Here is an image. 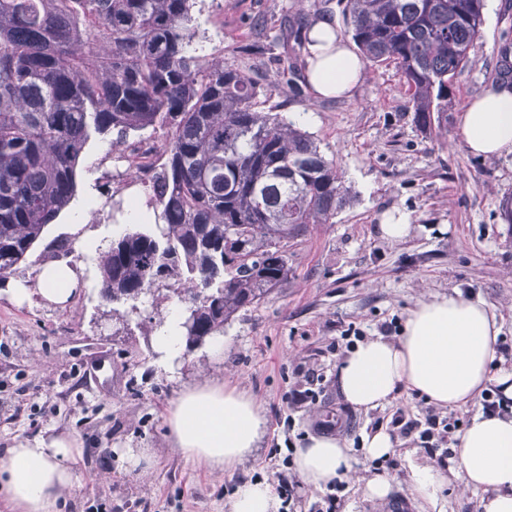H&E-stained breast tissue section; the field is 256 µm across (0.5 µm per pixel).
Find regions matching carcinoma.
<instances>
[{"label":"carcinoma","instance_id":"obj_1","mask_svg":"<svg viewBox=\"0 0 512 512\" xmlns=\"http://www.w3.org/2000/svg\"><path fill=\"white\" fill-rule=\"evenodd\" d=\"M366 60L393 64L422 132L448 130L484 0H340ZM195 0H0V278L69 206L89 138L167 129L162 223L101 253V298L184 304L187 351L288 278V247L349 201L316 139L255 110L256 83L188 54Z\"/></svg>","mask_w":512,"mask_h":512}]
</instances>
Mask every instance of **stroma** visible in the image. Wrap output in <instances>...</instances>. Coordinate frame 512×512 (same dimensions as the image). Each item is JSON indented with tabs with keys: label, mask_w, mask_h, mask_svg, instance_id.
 I'll list each match as a JSON object with an SVG mask.
<instances>
[{
	"label": "stroma",
	"mask_w": 512,
	"mask_h": 512,
	"mask_svg": "<svg viewBox=\"0 0 512 512\" xmlns=\"http://www.w3.org/2000/svg\"><path fill=\"white\" fill-rule=\"evenodd\" d=\"M193 14L199 55L223 57L251 76L258 110L278 106L312 133L355 199L331 223L310 225L295 241L287 280L225 325L223 357L201 347L170 372L157 365L153 336L172 301L156 305L145 295L114 307L100 296L99 254L132 225L106 211L70 236L64 218L49 225L9 279L34 284L38 265L58 258L55 243L66 237L83 287L70 307L59 309L36 295L12 302L0 279V448L43 433L74 439L85 452L84 476L67 496V512H228L240 481L259 477L274 484L282 476L296 484L288 512H317L323 492L298 485L284 459L314 433L324 409L292 403L291 391L306 389L312 373L320 376L327 401L343 405L336 371L354 330L398 340L409 311L427 296L458 291L486 301L501 325L497 356L512 366V224L502 217L503 202L512 199V154H473L459 135L460 114L499 81L497 50L512 29V0H486L469 71L455 89L448 132L439 139L415 126L392 65L366 63L360 83L341 99L309 91L289 96L283 69L304 63L305 53L285 45L268 52L266 42L294 16L325 14L345 30L338 0H198ZM165 138L161 129L130 133L123 145L92 137L78 166V194L145 196L147 177L131 183L124 175L129 147L140 141L158 146ZM392 211L412 225L399 243L378 232ZM88 241L98 250L87 251ZM204 372L252 394L266 415L255 454L220 478L167 445L171 401ZM399 410L411 419L434 414L467 422L476 407L450 410L404 391L382 408H348L341 437L353 450L358 479L339 491L336 512H387V503L364 493L366 481L380 474L392 482L394 498L410 500L412 512H480L479 494L461 493L447 463L440 467L438 505L414 496L409 465L431 458L410 440H397L388 460L365 456L363 436L389 429ZM127 448L150 449L148 477L130 470Z\"/></svg>",
	"instance_id": "1"
}]
</instances>
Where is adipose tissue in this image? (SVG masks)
I'll return each mask as SVG.
<instances>
[{"label": "adipose tissue", "mask_w": 512, "mask_h": 512, "mask_svg": "<svg viewBox=\"0 0 512 512\" xmlns=\"http://www.w3.org/2000/svg\"><path fill=\"white\" fill-rule=\"evenodd\" d=\"M306 77L315 94L340 98L363 77L364 63L337 38L333 21L315 16L306 31ZM460 132L471 152L486 157L512 154V84L488 88L460 116ZM80 274L67 260L44 263L35 286L12 283L15 303L31 295L66 306L79 293ZM181 311L172 308L154 336L161 367L181 358L185 337ZM500 325L483 300L461 293L419 300L398 342L373 336L344 356L337 385L346 402L368 411L385 406L409 390L450 409L469 405L489 382L512 399V374H493ZM171 448L221 476L252 457L265 414L254 397L202 378L180 392L165 419ZM76 450L63 436L19 442L0 453V498L10 512H62L76 476ZM292 463L303 483L323 489L355 474L347 446L339 438L310 435L293 451ZM454 463L465 489L479 492L482 512H512V414L477 411L454 448ZM282 502L267 481L240 482L229 512H279Z\"/></svg>", "instance_id": "ef3b65f1"}]
</instances>
